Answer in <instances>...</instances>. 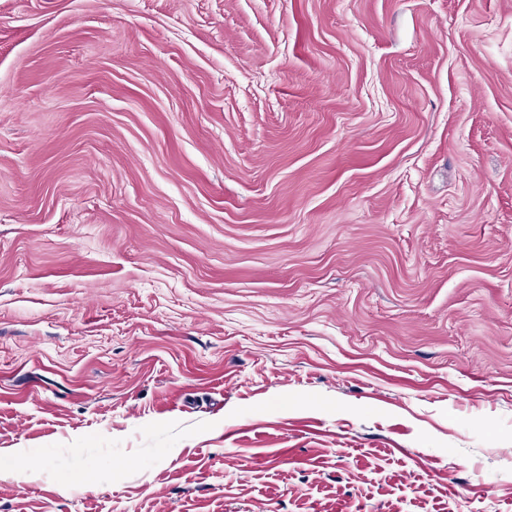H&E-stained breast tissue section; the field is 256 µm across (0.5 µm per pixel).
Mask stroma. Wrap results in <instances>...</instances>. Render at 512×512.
I'll use <instances>...</instances> for the list:
<instances>
[{
    "mask_svg": "<svg viewBox=\"0 0 512 512\" xmlns=\"http://www.w3.org/2000/svg\"><path fill=\"white\" fill-rule=\"evenodd\" d=\"M0 512H512V0H0Z\"/></svg>",
    "mask_w": 512,
    "mask_h": 512,
    "instance_id": "35a3bbf8",
    "label": "stroma"
}]
</instances>
